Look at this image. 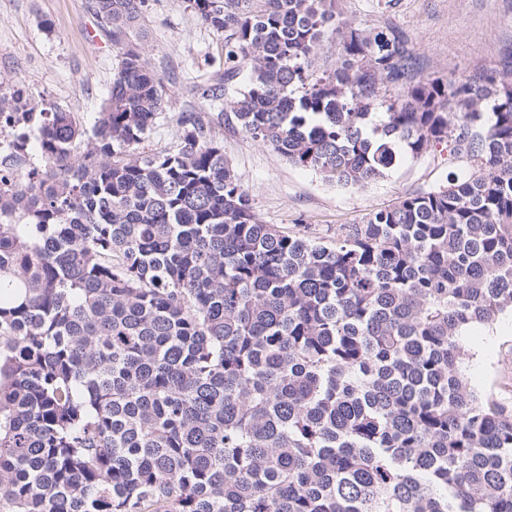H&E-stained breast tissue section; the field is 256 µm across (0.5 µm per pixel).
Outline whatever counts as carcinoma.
<instances>
[{
	"label": "carcinoma",
	"instance_id": "carcinoma-1",
	"mask_svg": "<svg viewBox=\"0 0 512 512\" xmlns=\"http://www.w3.org/2000/svg\"><path fill=\"white\" fill-rule=\"evenodd\" d=\"M146 7L89 0L119 57L91 132L0 94V512H512V409L462 342L512 315V74L419 81L336 0H187L227 33L190 91L247 70L234 118L288 162L355 187L448 148L445 184L324 241L259 220L200 111L142 154Z\"/></svg>",
	"mask_w": 512,
	"mask_h": 512
}]
</instances>
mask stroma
I'll return each instance as SVG.
<instances>
[{
  "instance_id": "1",
  "label": "stroma",
  "mask_w": 512,
  "mask_h": 512,
  "mask_svg": "<svg viewBox=\"0 0 512 512\" xmlns=\"http://www.w3.org/2000/svg\"><path fill=\"white\" fill-rule=\"evenodd\" d=\"M339 8L344 19L372 31L404 32L419 78L512 72V0H339ZM146 26L145 56L165 79L168 102L144 149L172 150L176 115L200 107L190 84L224 67L225 36L203 26L185 0H148ZM116 66V51L87 0H0V89H23L33 105L73 112L89 128ZM215 136L263 223L291 233L308 227L326 240L339 225L363 223L373 211L444 183L452 169L447 153L431 148L384 179L344 187L246 137L231 110H224ZM464 342L471 387L512 403V316L472 326Z\"/></svg>"
}]
</instances>
